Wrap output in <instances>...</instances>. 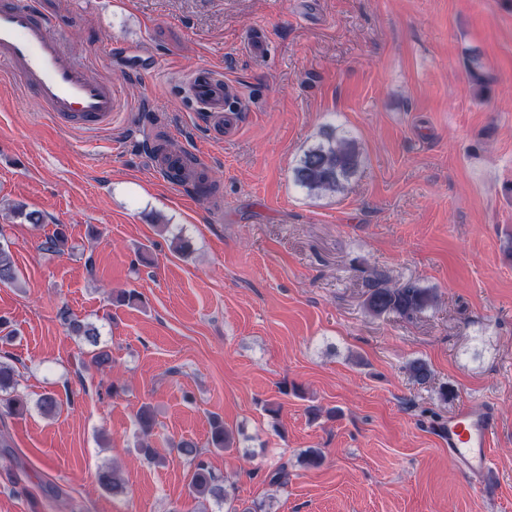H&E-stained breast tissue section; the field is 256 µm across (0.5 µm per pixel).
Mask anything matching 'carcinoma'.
<instances>
[{
  "instance_id": "cac0c4a2",
  "label": "carcinoma",
  "mask_w": 512,
  "mask_h": 512,
  "mask_svg": "<svg viewBox=\"0 0 512 512\" xmlns=\"http://www.w3.org/2000/svg\"><path fill=\"white\" fill-rule=\"evenodd\" d=\"M467 66L472 87L478 96H485L488 78L480 55L472 53ZM362 159L361 146L354 136L342 129L328 126L319 132L314 144L303 150L294 168V179L312 196L340 194L358 172ZM40 248L52 253H63L69 249L65 229L56 228L40 244ZM17 281L10 242L5 227L0 225V285L11 287ZM364 288L366 308L375 316L394 313L409 319L435 304V296L429 289L421 287L414 280L393 285L385 271L378 267L368 271L364 277ZM61 318L74 335L94 346L91 351L93 365L101 368L110 363L109 353L98 348L99 336L96 328L72 318L66 310L61 312ZM407 370L410 378L421 386L427 384L433 376L429 365L419 359L411 361ZM16 376L15 367L0 360V418L21 416L29 409L27 397L17 390ZM136 423L142 436L152 435L156 427V416L151 406L143 405L139 408ZM230 444L231 437L224 422L217 417L213 418L208 438L209 447L226 451ZM173 451L193 468L190 482V494L193 498L202 501L212 499L218 504H228L230 494L225 483L213 474L195 442L182 439L173 446ZM97 478L102 487L111 491L112 495L124 493L123 482L115 469H103L98 472Z\"/></svg>"
}]
</instances>
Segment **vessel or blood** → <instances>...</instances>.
<instances>
[{"mask_svg": "<svg viewBox=\"0 0 512 512\" xmlns=\"http://www.w3.org/2000/svg\"><path fill=\"white\" fill-rule=\"evenodd\" d=\"M0 73L43 111L70 130L101 132L112 126V82L94 76L69 47L65 33H51L38 0H0ZM183 92L202 112L212 140L239 125L231 104L234 89L221 72L204 68L187 77ZM497 429L493 407L472 401L437 427L448 454L466 473L481 478L489 467V447Z\"/></svg>", "mask_w": 512, "mask_h": 512, "instance_id": "vessel-or-blood-1", "label": "vessel or blood"}]
</instances>
